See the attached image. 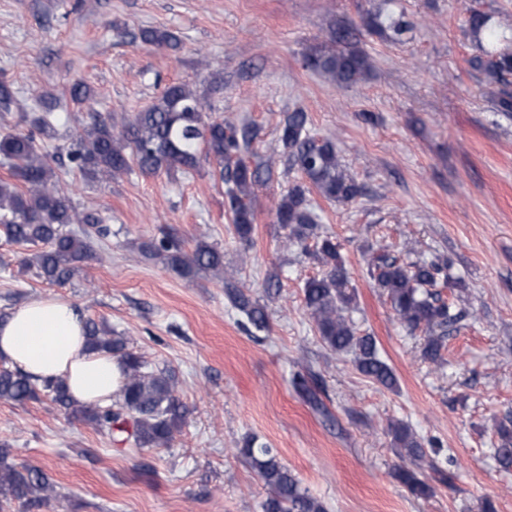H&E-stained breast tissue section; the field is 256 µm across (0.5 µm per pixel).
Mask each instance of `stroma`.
<instances>
[{"label":"stroma","mask_w":512,"mask_h":512,"mask_svg":"<svg viewBox=\"0 0 512 512\" xmlns=\"http://www.w3.org/2000/svg\"><path fill=\"white\" fill-rule=\"evenodd\" d=\"M384 0H0V75L20 104L68 96L85 81L101 116L133 115L167 84L209 96L216 115L256 127L246 161L272 157L257 187L252 244L240 243L224 210L214 165L197 171L85 184L65 155L55 167L75 202L101 212L110 238L94 242L83 274L50 286L21 268L30 250L0 239V312L57 295L85 316L129 336L157 369L174 370L187 421L168 448H133L69 418L47 396L0 402V446L9 461L38 467L55 496L31 512H263L269 489L234 450L254 435L276 448L327 512H512V470L500 468L495 424L512 418V112L499 109L512 81L473 69L476 9L512 33V0H400L415 28L404 42L369 33ZM177 32V51L147 46L140 29ZM372 69L339 88L302 65L312 47L342 29ZM223 85H215V77ZM308 112L314 133L335 141L363 194L349 203L311 201L335 237L350 277L360 329L372 333L396 390L362 376L351 357L328 350L302 309L303 282L319 271L284 249L271 202L288 184L276 127ZM224 250L236 284L264 305L269 329L253 335L219 275L191 280L144 257L138 242L162 234ZM450 259L460 287L444 290L468 311L445 341V363L421 356L422 339L393 316L366 267L370 251ZM279 274V295L264 282ZM314 376L326 413L295 391ZM424 439L427 467L450 472L431 497L412 496L393 476L399 459L390 421Z\"/></svg>","instance_id":"obj_1"}]
</instances>
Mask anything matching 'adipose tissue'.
Masks as SVG:
<instances>
[{
	"label": "adipose tissue",
	"mask_w": 512,
	"mask_h": 512,
	"mask_svg": "<svg viewBox=\"0 0 512 512\" xmlns=\"http://www.w3.org/2000/svg\"><path fill=\"white\" fill-rule=\"evenodd\" d=\"M0 360L38 381L63 380L79 404L111 401L122 380L111 356L87 350L81 312L54 296L30 300L0 320Z\"/></svg>",
	"instance_id": "ef3b65f1"
}]
</instances>
